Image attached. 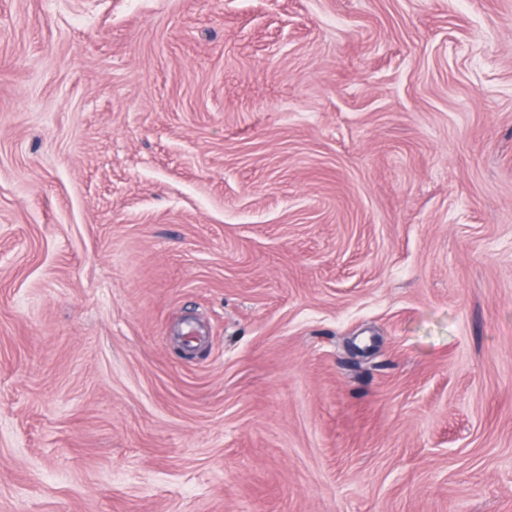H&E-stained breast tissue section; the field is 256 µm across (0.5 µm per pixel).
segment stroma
Returning <instances> with one entry per match:
<instances>
[{
  "mask_svg": "<svg viewBox=\"0 0 512 512\" xmlns=\"http://www.w3.org/2000/svg\"><path fill=\"white\" fill-rule=\"evenodd\" d=\"M0 512H512V0H0Z\"/></svg>",
  "mask_w": 512,
  "mask_h": 512,
  "instance_id": "stroma-1",
  "label": "stroma"
}]
</instances>
